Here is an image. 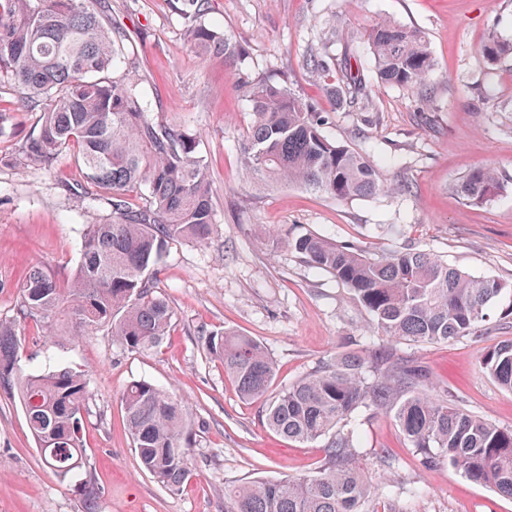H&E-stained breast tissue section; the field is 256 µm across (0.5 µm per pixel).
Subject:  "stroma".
Returning <instances> with one entry per match:
<instances>
[{
  "instance_id": "1",
  "label": "stroma",
  "mask_w": 512,
  "mask_h": 512,
  "mask_svg": "<svg viewBox=\"0 0 512 512\" xmlns=\"http://www.w3.org/2000/svg\"><path fill=\"white\" fill-rule=\"evenodd\" d=\"M186 3L95 0L100 15L125 30L124 51L151 112L197 134L211 174V238L169 243L159 263L157 292L173 318L156 347L128 351L105 327L73 338L59 325L49 336L21 316L30 270L67 283L85 225L110 221L112 211L89 201L74 148L48 167L25 160L40 113L19 105L15 89H0V319L15 322L24 367L53 358L88 377L83 440L100 489L97 512H224L227 485L319 470L324 441L300 443L269 430L265 400L242 399L205 343L227 328L260 342L276 367L273 396L347 347L381 345L346 288L302 262L285 238L312 233L370 254L426 249L471 275L512 281V56L491 67L479 53L491 29L512 38V0H205L204 22L229 30L244 50L234 67L193 48ZM380 17L427 37L435 58L430 104L416 90L374 85L343 107L315 80L312 53L336 58L360 47ZM246 80L287 82L328 116L330 139L374 159L393 194L342 203L295 186L256 190L239 154L251 122L240 90ZM486 164L503 188L486 203H467L454 187ZM263 224L276 227L282 245L266 246ZM507 340L512 323L494 317L480 337L397 348L429 372L433 398L512 428V391L480 369L486 348ZM143 379L189 411L191 474L177 490L142 468L127 433L122 395ZM355 429L358 462L378 485L369 512H512V498L448 464L424 467L390 412L361 409ZM0 512H85L77 487L42 459L19 401L2 393Z\"/></svg>"
}]
</instances>
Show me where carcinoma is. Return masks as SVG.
I'll return each mask as SVG.
<instances>
[{
	"label": "carcinoma",
	"instance_id": "cac0c4a2",
	"mask_svg": "<svg viewBox=\"0 0 512 512\" xmlns=\"http://www.w3.org/2000/svg\"><path fill=\"white\" fill-rule=\"evenodd\" d=\"M188 38L203 55L241 61L243 50L226 31L198 22ZM121 28H107L94 0H0V85L38 108L39 133L26 159L50 164L62 149L78 148L87 183L112 209V220L85 225L81 257L68 287L41 268L20 289L22 315L46 324L65 312L73 336L98 326L130 351L151 348L167 335L173 311L157 294L156 266L169 243L209 239L216 224L209 165L197 136L155 117L139 91L134 63L122 51ZM377 81L425 89L435 61L424 33L389 18L364 34ZM490 65L512 55V40L492 33L480 47ZM355 54L336 62L313 56L312 72L328 93L354 103L367 89L353 72ZM249 135L240 162L259 187L287 184L337 202L395 191L368 155L323 131L328 117L286 84L247 81ZM502 188L492 166L470 170L456 185L471 203ZM288 248L332 275L370 316L386 344L348 352L282 390L266 408L267 426L290 440L328 438L325 460L306 478L249 480L224 492V512H364L377 493L358 463L350 427L361 408H385L427 467L442 461L472 482L512 498V429L463 412L426 390L428 374L398 353L401 341L440 344L480 332L494 304L512 316V283L477 277L421 249L370 255L350 245L306 234ZM208 350L244 400L264 397L275 377L273 360L255 339L228 329L208 337ZM483 372L512 391V341L490 347ZM0 390L18 397L44 460L76 479L87 512H96L98 488L83 443L92 391L86 375L61 366L27 370L15 323L0 320ZM122 402L132 447L160 485L178 489L188 476L192 428L185 405L148 380L127 387Z\"/></svg>",
	"mask_w": 512,
	"mask_h": 512
}]
</instances>
